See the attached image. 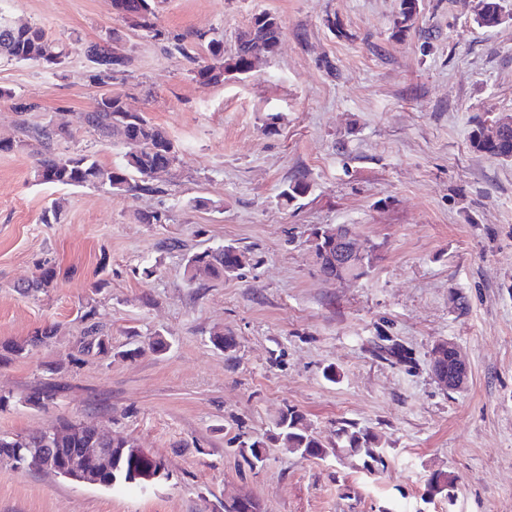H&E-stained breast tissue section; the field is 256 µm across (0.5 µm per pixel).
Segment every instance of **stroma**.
<instances>
[{
    "mask_svg": "<svg viewBox=\"0 0 512 512\" xmlns=\"http://www.w3.org/2000/svg\"><path fill=\"white\" fill-rule=\"evenodd\" d=\"M478 2L418 0L401 33L400 0H156L162 30L215 31L228 51L253 14L279 18L274 56L206 84L112 0H0L1 18L71 48L58 71L0 60V87L40 105L22 117L0 98V140L21 139L23 120L77 125L101 92L82 46L116 31L133 64L113 92L179 150L160 192L137 196L42 184L31 147L0 152V342L56 329L0 362V433L64 417L131 438L168 470L146 489L102 488L0 461V512H224L241 494L262 512H512V160L471 145L479 124L512 118V0L491 28L476 23ZM298 175L309 196L280 209ZM54 205L58 223H42ZM155 210L168 222H138ZM336 224L377 245L367 276L319 273L309 234ZM226 244L244 267L188 284L187 254ZM46 263L53 287L22 293ZM146 264L157 267L148 280L136 273ZM90 306L112 352L79 359ZM157 331L165 354L123 357ZM216 332L235 337L233 352L211 344ZM382 336L412 363L379 358ZM440 339L467 360L463 391L443 392L429 373ZM38 388L53 392L42 409L25 402ZM289 406L325 457L270 442ZM341 419L381 435L383 472L335 455ZM241 434L268 439L262 466L239 455ZM436 471L455 475L452 498L425 500Z\"/></svg>",
    "mask_w": 512,
    "mask_h": 512,
    "instance_id": "obj_1",
    "label": "stroma"
}]
</instances>
